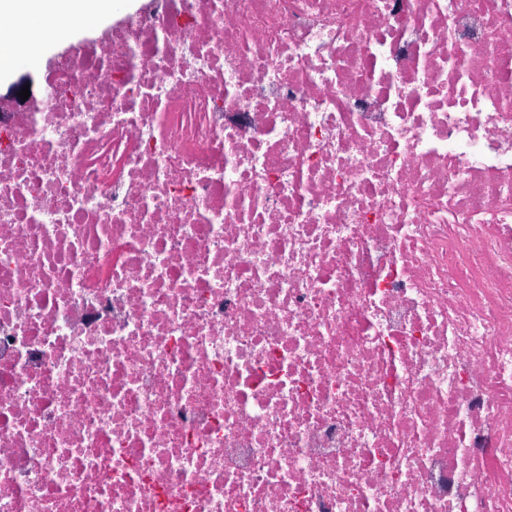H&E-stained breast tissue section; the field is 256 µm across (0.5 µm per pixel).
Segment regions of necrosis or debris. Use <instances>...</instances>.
I'll return each instance as SVG.
<instances>
[{
	"instance_id": "1",
	"label": "necrosis or debris",
	"mask_w": 512,
	"mask_h": 512,
	"mask_svg": "<svg viewBox=\"0 0 512 512\" xmlns=\"http://www.w3.org/2000/svg\"><path fill=\"white\" fill-rule=\"evenodd\" d=\"M0 512H512V0H150L0 104Z\"/></svg>"
}]
</instances>
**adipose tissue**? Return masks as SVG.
Masks as SVG:
<instances>
[{"mask_svg":"<svg viewBox=\"0 0 512 512\" xmlns=\"http://www.w3.org/2000/svg\"><path fill=\"white\" fill-rule=\"evenodd\" d=\"M13 12L8 28L0 30V44L35 42L52 48L78 37L85 25L110 17L105 0H0V12Z\"/></svg>","mask_w":512,"mask_h":512,"instance_id":"1","label":"adipose tissue"}]
</instances>
